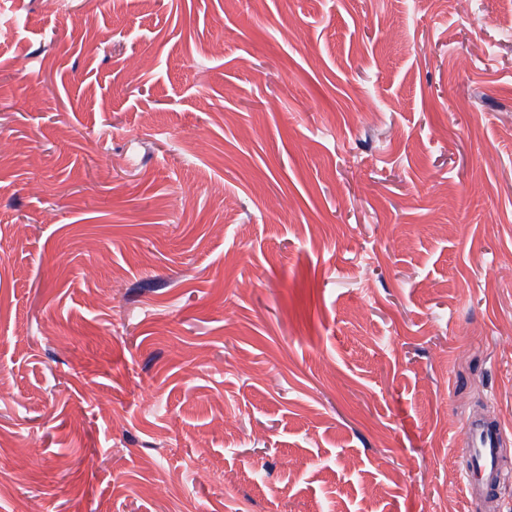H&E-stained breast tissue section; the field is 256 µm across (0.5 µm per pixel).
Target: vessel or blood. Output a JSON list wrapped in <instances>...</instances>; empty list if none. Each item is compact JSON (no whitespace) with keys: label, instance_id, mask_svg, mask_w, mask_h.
Instances as JSON below:
<instances>
[{"label":"vessel or blood","instance_id":"vessel-or-blood-1","mask_svg":"<svg viewBox=\"0 0 512 512\" xmlns=\"http://www.w3.org/2000/svg\"><path fill=\"white\" fill-rule=\"evenodd\" d=\"M463 438L468 461L462 479L470 497L475 499L488 491L498 475L502 428L494 421L470 418L463 424Z\"/></svg>","mask_w":512,"mask_h":512}]
</instances>
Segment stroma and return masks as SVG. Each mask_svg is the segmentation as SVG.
Masks as SVG:
<instances>
[{"mask_svg":"<svg viewBox=\"0 0 512 512\" xmlns=\"http://www.w3.org/2000/svg\"><path fill=\"white\" fill-rule=\"evenodd\" d=\"M510 14L0 0V512H512ZM462 436L468 449L462 479L474 500L488 491L498 475L502 428L495 421L467 418Z\"/></svg>","mask_w":512,"mask_h":512,"instance_id":"obj_1","label":"stroma"}]
</instances>
